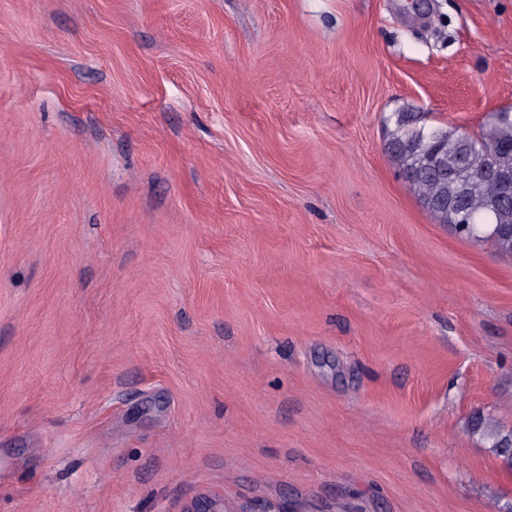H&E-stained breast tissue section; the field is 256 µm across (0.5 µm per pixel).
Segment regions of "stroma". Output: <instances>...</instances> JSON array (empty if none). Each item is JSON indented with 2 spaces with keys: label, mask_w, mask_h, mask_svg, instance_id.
<instances>
[{
  "label": "stroma",
  "mask_w": 512,
  "mask_h": 512,
  "mask_svg": "<svg viewBox=\"0 0 512 512\" xmlns=\"http://www.w3.org/2000/svg\"><path fill=\"white\" fill-rule=\"evenodd\" d=\"M0 0V512H512V258L385 121L512 107V0ZM473 433L480 434L483 439H486L492 448V451L499 458L498 445L503 441L512 438V430H504L498 424L488 419H479L472 425ZM502 459V458H501Z\"/></svg>",
  "instance_id": "35a3bbf8"
}]
</instances>
